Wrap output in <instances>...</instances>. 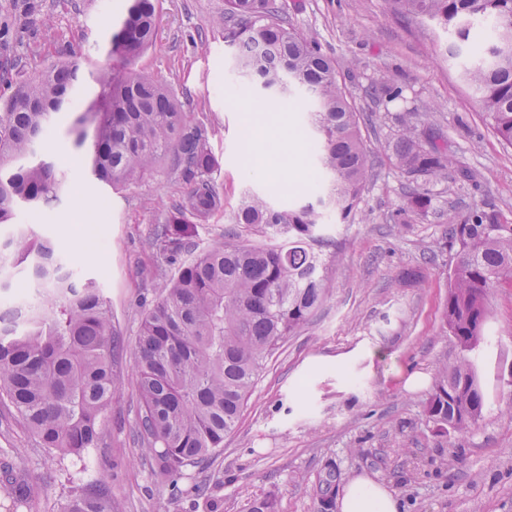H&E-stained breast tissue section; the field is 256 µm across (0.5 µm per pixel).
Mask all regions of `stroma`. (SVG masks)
<instances>
[{
  "mask_svg": "<svg viewBox=\"0 0 512 512\" xmlns=\"http://www.w3.org/2000/svg\"><path fill=\"white\" fill-rule=\"evenodd\" d=\"M298 33L316 39L362 114L369 172L348 221L324 218L325 297L306 324L285 336L266 361L224 450L189 468L199 498H174L158 482L157 459L141 444V404L132 351L144 312L177 269L152 247V237L182 191L166 166L121 188L99 182L72 153L73 116L58 114L47 149L65 162L68 189L50 213L19 208L15 221L66 248L75 268L97 280L114 316L112 370L121 386L112 398L97 448L84 460L59 459L41 448L13 410L0 406V460L19 480L16 512L33 502L57 512L71 485L103 487L112 512H247L272 496L278 512H318L320 490L335 471L334 497L365 475L383 484L403 512H512V284L493 288L483 338L474 355L488 404L463 432L439 430L425 405L443 363L458 348L443 323L455 250L448 227L493 210L512 224V146L492 131L476 98L449 59L448 34L429 23L404 24L386 0H277ZM125 0H0V96L11 81L66 59L93 84L104 63L111 19ZM152 45L141 71L170 84L190 119L210 127L219 167L213 177L221 211L197 229L206 248L241 232L231 221L240 200L254 193L280 208L309 200L323 177L315 166L262 178L244 169L242 129L251 89L224 93L234 81L235 49L224 40V0H156ZM390 83L403 90L388 103L371 94ZM431 107L418 123L425 143L447 147L455 159L445 182L434 184L433 208L402 220L406 178L388 143L397 118ZM304 104L291 99L260 120L310 148ZM80 226L96 242L69 250Z\"/></svg>",
  "mask_w": 512,
  "mask_h": 512,
  "instance_id": "obj_1",
  "label": "stroma"
}]
</instances>
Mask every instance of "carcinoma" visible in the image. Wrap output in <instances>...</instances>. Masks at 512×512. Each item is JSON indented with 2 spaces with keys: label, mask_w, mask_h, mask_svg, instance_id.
<instances>
[{
  "label": "carcinoma",
  "mask_w": 512,
  "mask_h": 512,
  "mask_svg": "<svg viewBox=\"0 0 512 512\" xmlns=\"http://www.w3.org/2000/svg\"><path fill=\"white\" fill-rule=\"evenodd\" d=\"M407 22L433 21L467 42L474 21L490 18L495 40L462 70L495 135L512 146V0H388ZM154 0H127L112 32L108 63L95 76L98 92L91 131L71 126L73 146L89 151L91 173L113 188L139 180L158 162L185 191L155 228L152 244L175 259L195 253L145 312L133 359L147 451L155 453L172 486L189 466L224 450L245 401L278 343L307 322L324 298L325 258L316 249L323 211L345 220L357 207L368 176L360 114L319 43L286 24L275 0H225L224 38L236 46L239 84L258 89L255 105L284 96L306 102L313 153L326 177L316 201L281 209L257 194L245 196L233 223L282 237L278 245L218 241L198 252L194 228L223 207L212 173L219 162L209 130L183 111L170 86L135 68L152 44ZM79 66L63 61L15 83L0 97V225L24 204L47 208L66 185L60 166L39 155L56 115L77 110ZM389 143L411 186L406 212L424 217L428 183L448 179L454 160L423 143L408 119ZM458 245L444 322L465 352L439 372L426 404L429 419L464 431L482 416L485 395L474 361L497 285L512 284V225L495 213L473 214L451 229ZM70 266L57 245L28 228L0 240L1 277L25 274L39 302L17 299L0 309V401L14 409L41 447L81 458L97 446L105 412L119 382L112 374V312L98 283L80 273L59 281ZM61 512H112L103 490H77Z\"/></svg>",
  "instance_id": "obj_1"
}]
</instances>
